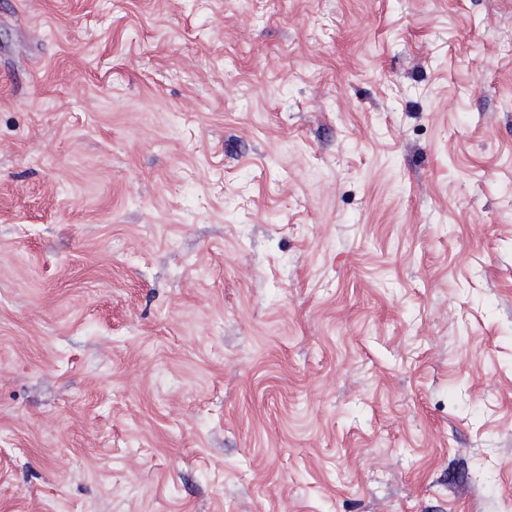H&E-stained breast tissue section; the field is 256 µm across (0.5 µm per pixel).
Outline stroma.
<instances>
[{
    "label": "stroma",
    "mask_w": 512,
    "mask_h": 512,
    "mask_svg": "<svg viewBox=\"0 0 512 512\" xmlns=\"http://www.w3.org/2000/svg\"><path fill=\"white\" fill-rule=\"evenodd\" d=\"M0 512H512V0H0Z\"/></svg>",
    "instance_id": "35a3bbf8"
}]
</instances>
